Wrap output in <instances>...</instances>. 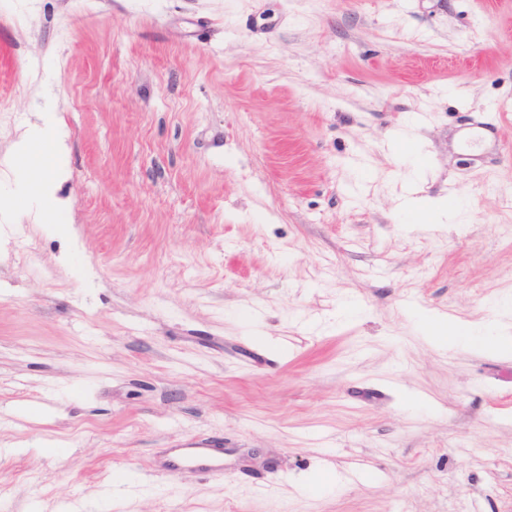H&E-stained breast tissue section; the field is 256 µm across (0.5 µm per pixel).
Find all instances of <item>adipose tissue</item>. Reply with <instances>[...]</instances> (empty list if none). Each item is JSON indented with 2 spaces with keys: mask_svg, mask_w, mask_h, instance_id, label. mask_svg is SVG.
<instances>
[{
  "mask_svg": "<svg viewBox=\"0 0 512 512\" xmlns=\"http://www.w3.org/2000/svg\"><path fill=\"white\" fill-rule=\"evenodd\" d=\"M53 121L42 117L40 122L29 124L23 135L14 144V154L24 165L17 172L16 188L12 193L13 207L0 204V222L10 223L14 213L35 206L34 219L41 224H59L61 213L67 207L65 200L57 195V185L66 177L55 160L62 150L61 143L52 142ZM428 338L434 344H442L444 338H463L474 347L494 353L512 352V335H488L481 328L466 322H447L434 315L426 324Z\"/></svg>",
  "mask_w": 512,
  "mask_h": 512,
  "instance_id": "adipose-tissue-1",
  "label": "adipose tissue"
}]
</instances>
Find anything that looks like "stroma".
<instances>
[{
	"mask_svg": "<svg viewBox=\"0 0 512 512\" xmlns=\"http://www.w3.org/2000/svg\"><path fill=\"white\" fill-rule=\"evenodd\" d=\"M0 100L69 202L0 234V512H512V355L422 333L512 299V0H0ZM407 205L415 211L423 224H449L455 220L454 214L448 212V207H442L439 200L420 201L410 198ZM213 446L200 441L188 445L187 448H173V452H176L173 467H177L179 461H188L194 468L205 471L220 467L222 450Z\"/></svg>",
	"mask_w": 512,
	"mask_h": 512,
	"instance_id": "35a3bbf8",
	"label": "stroma"
}]
</instances>
